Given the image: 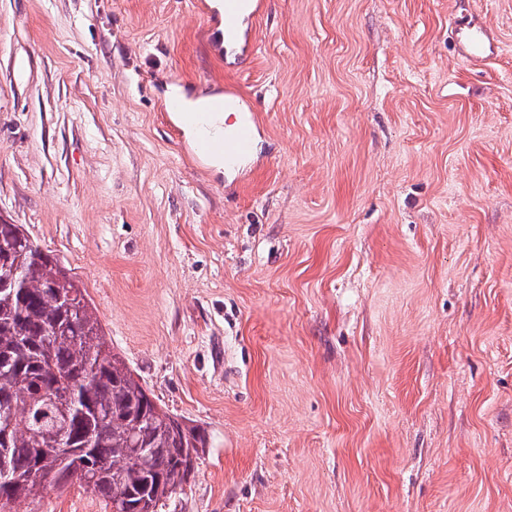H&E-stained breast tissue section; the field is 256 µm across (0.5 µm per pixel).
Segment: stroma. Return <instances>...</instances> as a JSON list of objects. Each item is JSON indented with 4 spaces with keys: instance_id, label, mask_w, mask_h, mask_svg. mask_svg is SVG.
Masks as SVG:
<instances>
[{
    "instance_id": "stroma-1",
    "label": "stroma",
    "mask_w": 512,
    "mask_h": 512,
    "mask_svg": "<svg viewBox=\"0 0 512 512\" xmlns=\"http://www.w3.org/2000/svg\"><path fill=\"white\" fill-rule=\"evenodd\" d=\"M196 3L0 0V222L209 437L159 512H512V0H254L243 68ZM173 87L259 114L252 158ZM452 39L462 60L480 62L495 58L500 44L485 23L476 22L473 16L458 15L451 27ZM169 98L177 97L182 100L186 108L176 99H170L165 108L169 112L179 113L185 121L192 122L197 119L196 114L189 112L197 111L198 113L213 116L209 131L213 135H224L223 140L209 141L200 144L199 152L202 156L211 154H220V156H212L208 159H202L210 167L217 172L223 170L224 162L239 163L248 159L254 148L255 130L257 128V120L253 113L243 115L241 123L229 134H224V121L235 112L234 110H224L226 107H235L233 98L224 99V96L215 94L210 96L187 99L181 92L180 88H173L169 93ZM194 110V111H191ZM224 112H226L224 114Z\"/></svg>"
}]
</instances>
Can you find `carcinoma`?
<instances>
[{
    "mask_svg": "<svg viewBox=\"0 0 512 512\" xmlns=\"http://www.w3.org/2000/svg\"><path fill=\"white\" fill-rule=\"evenodd\" d=\"M207 445L112 350L70 269L24 225L0 224V457L16 474L0 487L5 512L74 482L144 512L183 489Z\"/></svg>",
    "mask_w": 512,
    "mask_h": 512,
    "instance_id": "1",
    "label": "carcinoma"
}]
</instances>
